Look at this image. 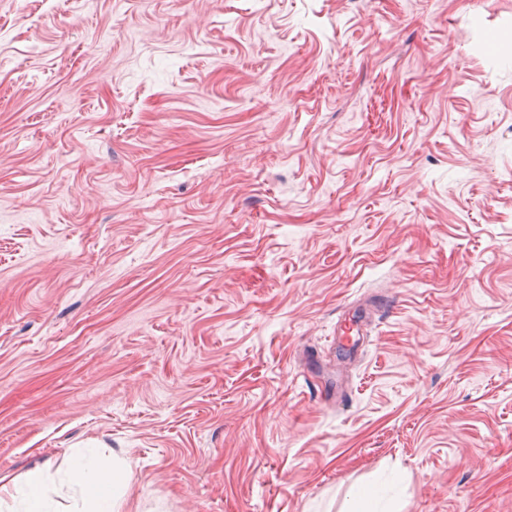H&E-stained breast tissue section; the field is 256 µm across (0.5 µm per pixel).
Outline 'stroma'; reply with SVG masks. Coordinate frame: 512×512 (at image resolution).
I'll return each mask as SVG.
<instances>
[{
  "mask_svg": "<svg viewBox=\"0 0 512 512\" xmlns=\"http://www.w3.org/2000/svg\"><path fill=\"white\" fill-rule=\"evenodd\" d=\"M512 0H0V472L122 512H512ZM109 466L93 453L78 458L73 467L80 487V501L75 500L68 512H120L123 492L113 477L108 479Z\"/></svg>",
  "mask_w": 512,
  "mask_h": 512,
  "instance_id": "stroma-1",
  "label": "stroma"
}]
</instances>
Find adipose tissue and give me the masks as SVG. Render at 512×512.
<instances>
[{"mask_svg": "<svg viewBox=\"0 0 512 512\" xmlns=\"http://www.w3.org/2000/svg\"><path fill=\"white\" fill-rule=\"evenodd\" d=\"M108 466L96 455L88 453L78 458L73 473L80 487V498L74 501L69 512H120L123 492L119 485L110 483ZM20 492L23 512H52L47 497L44 469L28 471L23 482L0 474V501Z\"/></svg>", "mask_w": 512, "mask_h": 512, "instance_id": "ef3b65f1", "label": "adipose tissue"}]
</instances>
